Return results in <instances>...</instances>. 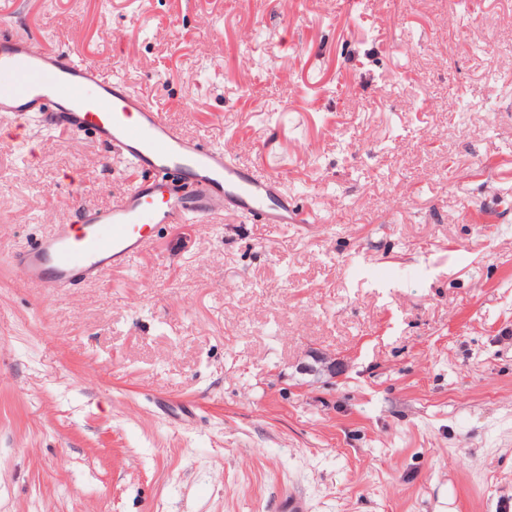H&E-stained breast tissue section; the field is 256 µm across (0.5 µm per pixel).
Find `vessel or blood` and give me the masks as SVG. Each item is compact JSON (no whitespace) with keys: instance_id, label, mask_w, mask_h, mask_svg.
Returning a JSON list of instances; mask_svg holds the SVG:
<instances>
[{"instance_id":"1","label":"vessel or blood","mask_w":512,"mask_h":512,"mask_svg":"<svg viewBox=\"0 0 512 512\" xmlns=\"http://www.w3.org/2000/svg\"><path fill=\"white\" fill-rule=\"evenodd\" d=\"M0 14V118L32 132L87 135L138 180L112 205H83L49 235L12 251L29 285L53 293L127 267L163 224L230 210L244 223L297 224L281 176L240 167L231 151L188 136L123 81L71 51L14 31Z\"/></svg>"}]
</instances>
